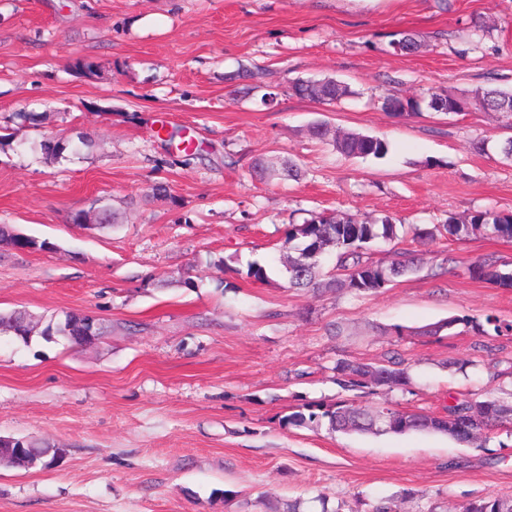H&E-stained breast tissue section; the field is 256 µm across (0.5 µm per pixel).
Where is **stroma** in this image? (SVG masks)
Listing matches in <instances>:
<instances>
[{"label": "stroma", "mask_w": 512, "mask_h": 512, "mask_svg": "<svg viewBox=\"0 0 512 512\" xmlns=\"http://www.w3.org/2000/svg\"><path fill=\"white\" fill-rule=\"evenodd\" d=\"M477 25L483 50L463 55ZM401 32L420 52H390ZM242 65L266 70L273 103L263 88L237 93ZM324 77L354 97L326 106L289 87ZM478 87L512 88V0H0V225L48 244L0 246V312L45 324L89 313L107 328L87 346L0 333V436L66 450L50 469L0 468V512H262L318 495L372 512L406 489L417 496L403 512H454L512 496V425L479 447L281 423L342 397L341 358L410 369L406 388L352 392L361 405L439 416L459 392L512 385V336L414 333L463 315L512 320V288L463 272L485 258L511 271L512 241L438 233L419 272L360 295L290 290L280 262L290 225L314 213L426 228L512 213V161L473 148L512 138L500 114L401 117L377 103ZM318 123L390 151L344 157L311 135ZM80 135L91 146L76 155L40 148ZM259 158L293 160L302 177L255 181ZM158 183L170 199L151 197ZM98 198L116 226L71 223ZM253 261L268 282L245 277Z\"/></svg>", "instance_id": "stroma-1"}]
</instances>
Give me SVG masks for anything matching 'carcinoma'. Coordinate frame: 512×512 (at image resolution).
Instances as JSON below:
<instances>
[{"mask_svg":"<svg viewBox=\"0 0 512 512\" xmlns=\"http://www.w3.org/2000/svg\"><path fill=\"white\" fill-rule=\"evenodd\" d=\"M295 94L309 98L324 105L341 102L351 96L350 87L336 79L304 80L298 78L292 82ZM439 96L433 92L429 97L399 98L386 96L380 101L385 112L398 116L415 115L422 106L429 105L430 99ZM448 109L455 113L465 111L473 104L483 111H499L498 103L512 100V90L476 88L466 99L446 95ZM312 135L329 142L338 153L347 158L380 159L389 152L386 140L357 132L338 135L325 124L312 127ZM88 145L82 138L75 143L45 141L42 150L49 160L62 157L67 150L74 154ZM254 174L267 180H297L301 176L298 166L291 160L272 163L257 159L253 163ZM402 224L396 219L384 215L374 219L357 215L341 217L315 213L302 224H291L288 229V242L294 243V254L288 256L286 270L288 288L303 291H349L375 292L383 288L382 280L392 283L396 279L413 274L421 268V258L415 249L406 248L397 252L389 263L372 262L364 257V249L377 239L393 241L399 237ZM448 236L463 240L471 236L485 235L501 239H512V214L494 210H482L473 213L468 221L461 224L450 219L442 225ZM0 242L18 250L45 249L48 243H39L34 239L19 240L12 237L5 227H0ZM336 256V275H326L319 258L314 253L319 248ZM469 277L475 280L489 281L502 288H512V272L498 270L489 259L477 260L467 266ZM25 311L13 310L0 318V326L14 333L23 342H28L34 327L24 324ZM87 317L82 314H69L64 321L49 325L41 331V336H61L75 345L85 342L84 330ZM462 325L484 336H511L512 321L494 314L480 317L464 315L451 318L441 324L411 331L416 336H436L445 329ZM334 381L345 391L369 389L386 386L390 389L406 387L410 384V374L404 362L390 358L385 364L369 365L357 361L340 359L334 367ZM503 396L488 393L485 399L476 403L469 398H457L448 405L447 422L421 412H404L390 407L359 406L350 399H340L331 404L307 403L300 410L282 419L286 426H319L327 423L333 432L344 433H407L437 432L448 434L461 443H469L477 438H485L495 427L512 421V391L500 388ZM18 452L27 460L30 467H49L48 460L55 459L61 452L59 448L43 447L33 441L25 440ZM463 512H512V497L488 495L469 502Z\"/></svg>","mask_w":512,"mask_h":512,"instance_id":"obj_1","label":"carcinoma"}]
</instances>
